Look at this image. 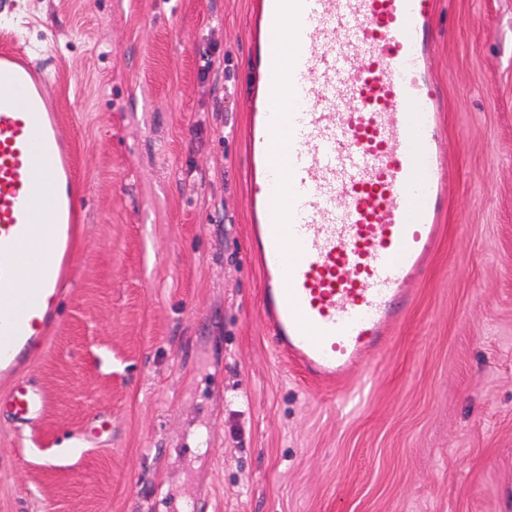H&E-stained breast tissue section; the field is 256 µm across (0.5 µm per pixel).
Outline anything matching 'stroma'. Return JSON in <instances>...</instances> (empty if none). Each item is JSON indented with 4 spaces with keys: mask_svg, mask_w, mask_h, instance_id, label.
Segmentation results:
<instances>
[{
    "mask_svg": "<svg viewBox=\"0 0 512 512\" xmlns=\"http://www.w3.org/2000/svg\"><path fill=\"white\" fill-rule=\"evenodd\" d=\"M258 7L0 0L55 80L80 206L76 276L24 369L45 413L0 416V512H512V0H437L442 232L344 405L261 322ZM214 59L219 92L200 80Z\"/></svg>",
    "mask_w": 512,
    "mask_h": 512,
    "instance_id": "35a3bbf8",
    "label": "stroma"
}]
</instances>
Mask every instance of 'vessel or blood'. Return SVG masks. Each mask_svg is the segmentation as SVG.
I'll return each instance as SVG.
<instances>
[{"instance_id": "b4317fda", "label": "vessel or blood", "mask_w": 512, "mask_h": 512, "mask_svg": "<svg viewBox=\"0 0 512 512\" xmlns=\"http://www.w3.org/2000/svg\"><path fill=\"white\" fill-rule=\"evenodd\" d=\"M436 0H264L250 65L248 252L262 322L308 381L367 372L411 301L447 188L427 61ZM35 51L0 49V373L5 411L40 419L22 374L72 276L74 166Z\"/></svg>"}]
</instances>
